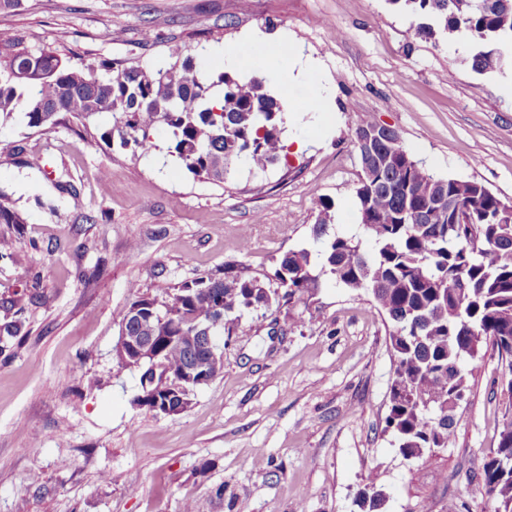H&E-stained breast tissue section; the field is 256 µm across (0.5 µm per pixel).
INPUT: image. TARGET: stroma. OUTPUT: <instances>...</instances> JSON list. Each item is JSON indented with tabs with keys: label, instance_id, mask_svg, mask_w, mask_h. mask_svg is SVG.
I'll return each instance as SVG.
<instances>
[{
	"label": "stroma",
	"instance_id": "1",
	"mask_svg": "<svg viewBox=\"0 0 512 512\" xmlns=\"http://www.w3.org/2000/svg\"><path fill=\"white\" fill-rule=\"evenodd\" d=\"M391 0H23L0 29L29 51L76 68H167L187 48L224 69L215 46L257 36L281 56L320 62L301 98L327 88L336 126L289 120L284 158L265 170L235 160L220 184L182 169L170 134L149 156L107 146L102 114L47 130L23 113L0 124V323L27 336L0 355V512H488L474 477L498 443L512 372L487 352L457 410L456 439L405 459L385 429L393 377L390 322L371 295L320 278L301 301L245 311L224 339V370L167 416L131 404L140 372L119 367L118 316L130 284L154 292L225 264L275 287L288 252L314 248L318 201L327 237L362 235L361 158L346 124L363 115L395 129L435 176L482 183L512 202V64L478 73L475 42L436 30Z\"/></svg>",
	"mask_w": 512,
	"mask_h": 512
}]
</instances>
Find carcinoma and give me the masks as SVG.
Returning <instances> with one entry per match:
<instances>
[{
	"label": "carcinoma",
	"mask_w": 512,
	"mask_h": 512,
	"mask_svg": "<svg viewBox=\"0 0 512 512\" xmlns=\"http://www.w3.org/2000/svg\"><path fill=\"white\" fill-rule=\"evenodd\" d=\"M391 0L412 13L434 19L444 31L481 46L471 57L477 72L502 69L512 45V0ZM33 68L18 79L14 69ZM22 112L31 128L55 125L61 113L85 122L109 113L113 123L100 135L132 158L148 155L152 132L171 131L169 153L185 169L224 182L230 158L265 169L279 160L283 108L264 81L240 82L227 72L200 69L193 56L177 49L169 67H129L115 77L90 65L76 70L53 52L32 53L10 30L0 32V122ZM375 122L354 116L350 140L361 159L355 190L359 224L372 241L358 236L322 239L331 202L319 201L315 250L283 256L271 289L232 264L224 275H205L177 287L158 285L153 295L130 285L133 300L119 316V335L153 339L164 373L149 360L117 358L123 368H139L140 391L132 404L149 411L164 402L183 368L210 351L202 337L221 341L235 320L220 321L250 308L289 302L316 286L323 275L352 291L369 292L392 330L389 345L395 364L389 391L386 429L400 453L422 458L455 441L456 410L470 392V377L487 349L512 372V210L474 181L439 178L414 160L398 132L388 130L368 150L356 133ZM172 305L160 319L154 306ZM27 335L25 323L0 325V341ZM512 415L505 416L497 448L476 476L491 512H512Z\"/></svg>",
	"instance_id": "1"
}]
</instances>
